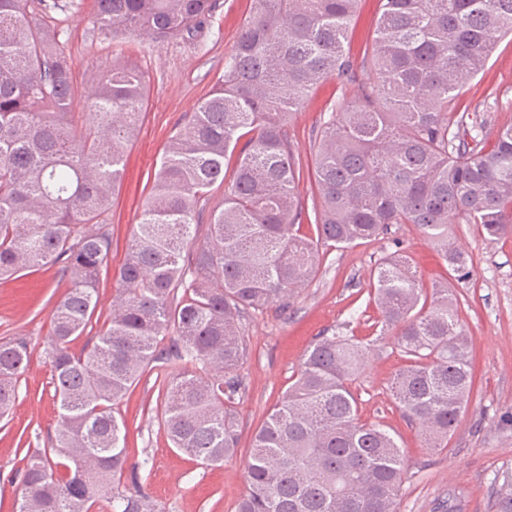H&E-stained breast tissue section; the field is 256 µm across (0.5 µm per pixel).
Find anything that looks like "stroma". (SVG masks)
<instances>
[{
  "mask_svg": "<svg viewBox=\"0 0 512 512\" xmlns=\"http://www.w3.org/2000/svg\"><path fill=\"white\" fill-rule=\"evenodd\" d=\"M254 8L255 0H216L213 15L193 37L162 44L145 36L99 35L84 12L54 14L59 39L71 55L77 94L90 89L116 60L132 62L146 75V108L127 149L126 172L100 218L112 234L109 271L99 285L102 317L112 311L116 284L111 272L124 259L167 141L223 74L224 59ZM378 13L379 0H362L349 29L348 53L361 78L373 74L365 52ZM353 91L347 78L324 79L288 129L300 163L303 232H310L320 205L311 175L319 130L332 106ZM455 106L476 115L486 145L512 125L511 36L467 81ZM453 232L456 247L468 258L467 279L456 278L415 225L396 224L375 241L321 255L315 278L296 290L288 312L271 308L245 317L249 359L236 405L239 448L224 463L206 466L171 447L157 415L164 401L162 382L152 374L143 377L119 405L128 427V468L121 488L140 486L162 512H236L246 492L254 433L286 391L307 347L335 333L359 339L378 335L371 273L383 256L398 250L409 257L424 294L440 283L454 292L459 318L472 339L474 390L447 447H428L423 428L403 417L389 397L387 382L406 358L388 338L370 353L353 387L359 417L383 424L404 450L407 474L398 512H498L501 495L512 492V235L491 238L471 224L454 225ZM66 288L56 264L0 280V338L23 336L30 343L15 408L9 420L0 421V512H11L21 492L24 449L50 447L58 427L45 348L51 311Z\"/></svg>",
  "mask_w": 512,
  "mask_h": 512,
  "instance_id": "35a3bbf8",
  "label": "stroma"
}]
</instances>
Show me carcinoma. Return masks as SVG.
<instances>
[{"instance_id": "carcinoma-1", "label": "carcinoma", "mask_w": 512, "mask_h": 512, "mask_svg": "<svg viewBox=\"0 0 512 512\" xmlns=\"http://www.w3.org/2000/svg\"><path fill=\"white\" fill-rule=\"evenodd\" d=\"M360 0H256L224 74L170 137L115 278L118 300L95 341L72 353L98 308L112 200L146 101V80L118 62L83 96L46 0H0V277L63 264L45 355L59 425L28 449L14 512H161L114 490L127 466L118 405L141 377L166 382L161 422L173 448L217 465L238 448L236 400L248 360L242 321L284 312L320 250L414 224L464 279L451 225L512 234V127L488 149L455 110L504 37L512 0H380L367 49L377 78L356 83L320 131L315 231L302 232L292 115L316 85L352 70L344 45ZM216 0H92L104 35L164 42L191 34ZM84 130L76 133V115ZM235 157L233 169L225 160ZM217 184L204 243L200 202ZM383 332L407 357L389 383L396 409L445 448L473 389L472 341L448 287L422 295L395 251L372 277ZM169 340L160 351L158 345ZM379 338L321 336L254 434L237 512H397L404 456L385 426L358 417L353 384ZM23 337L0 338V418L27 366ZM56 458H51L50 453Z\"/></svg>"}]
</instances>
